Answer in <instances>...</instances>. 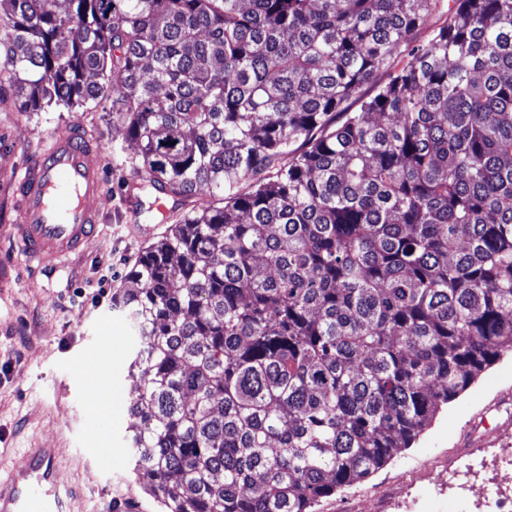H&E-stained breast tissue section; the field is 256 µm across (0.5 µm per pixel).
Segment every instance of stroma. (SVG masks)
Wrapping results in <instances>:
<instances>
[{
  "label": "stroma",
  "instance_id": "35a3bbf8",
  "mask_svg": "<svg viewBox=\"0 0 512 512\" xmlns=\"http://www.w3.org/2000/svg\"><path fill=\"white\" fill-rule=\"evenodd\" d=\"M0 106V472L23 466L30 448L55 449L59 481L80 489L70 512H161L133 470L127 436V403L134 394L128 366L139 340L125 317L112 309L140 252L165 225L149 233L130 228L124 188L131 176L122 157L132 156L108 112L82 108L22 112L6 92ZM80 125L103 148L104 224L66 268L28 266L15 240L1 227L19 214L10 185L25 163L71 125ZM112 281L93 298L104 269ZM118 403L88 399L87 365ZM512 449V353L504 354L472 386L443 406L413 445L365 482L323 498L316 512H372L374 490L393 493L398 482L448 461L474 460L465 490L428 486L408 512H487L491 489L512 493V475L497 457Z\"/></svg>",
  "mask_w": 512,
  "mask_h": 512
}]
</instances>
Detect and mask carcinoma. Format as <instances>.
<instances>
[{
    "instance_id": "cac0c4a2",
    "label": "carcinoma",
    "mask_w": 512,
    "mask_h": 512,
    "mask_svg": "<svg viewBox=\"0 0 512 512\" xmlns=\"http://www.w3.org/2000/svg\"><path fill=\"white\" fill-rule=\"evenodd\" d=\"M8 2L0 91L172 203L112 296L165 512H313L512 352V0Z\"/></svg>"
}]
</instances>
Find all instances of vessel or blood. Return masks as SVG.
Masks as SVG:
<instances>
[{"label":"vessel or blood","mask_w":512,"mask_h":512,"mask_svg":"<svg viewBox=\"0 0 512 512\" xmlns=\"http://www.w3.org/2000/svg\"><path fill=\"white\" fill-rule=\"evenodd\" d=\"M102 148L75 127L54 136L11 185L20 220L11 234L28 262L57 265L82 251L103 221ZM51 448L0 476V512H66Z\"/></svg>","instance_id":"b4317fda"}]
</instances>
